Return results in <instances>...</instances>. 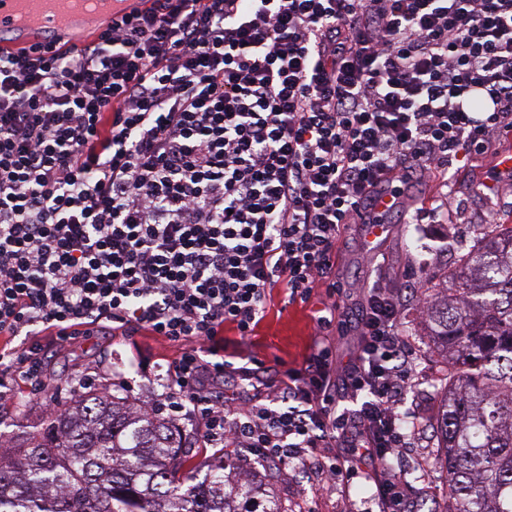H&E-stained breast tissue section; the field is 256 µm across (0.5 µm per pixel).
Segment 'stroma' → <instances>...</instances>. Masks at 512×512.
I'll return each mask as SVG.
<instances>
[{"instance_id": "obj_1", "label": "stroma", "mask_w": 512, "mask_h": 512, "mask_svg": "<svg viewBox=\"0 0 512 512\" xmlns=\"http://www.w3.org/2000/svg\"><path fill=\"white\" fill-rule=\"evenodd\" d=\"M454 208L444 224H406L400 211L385 217V231L370 238L369 231L356 224L338 244L336 275L343 283L344 300L358 308L362 291L381 279L397 288L406 289L402 321L422 324L421 307L412 291L413 283H426L429 273L455 266L459 255L469 245L473 228L484 215L496 212L499 223L512 224V184L497 181L495 155L476 154L450 171ZM494 185L492 195L477 193V185ZM326 288L318 287L309 300L290 301L282 288L270 289L264 319L253 336L241 340L233 327L224 329V357L234 366H246L258 361L263 378H280L288 370L300 367L315 343L322 342L347 352L356 342L354 333L337 335L335 327L317 329L316 317ZM405 339L414 353V384L405 396L401 410L407 417L408 449L395 458V470H411L415 458L422 452L427 430L438 422L441 395L433 388L439 376V357L429 348L426 337L406 334ZM177 349L158 336L142 332L134 336L100 329L94 336L77 337L70 345H47L43 356L46 389L31 386L25 379L14 383L16 400L0 405V429L13 437L33 430L47 410L46 399L62 403L74 394L73 377L89 379L97 387L121 383L132 396L151 399L159 385L156 376L178 358ZM186 453L198 473L209 466L231 460L244 478L261 481L263 487L277 498L289 512H348L352 505L372 493V486L363 478L352 479L348 486L325 487L307 468L274 461L250 459L247 449L204 447L196 433H188Z\"/></svg>"}]
</instances>
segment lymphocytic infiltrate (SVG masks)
I'll return each instance as SVG.
<instances>
[{
  "label": "lymphocytic infiltrate",
  "instance_id": "f902f5d3",
  "mask_svg": "<svg viewBox=\"0 0 512 512\" xmlns=\"http://www.w3.org/2000/svg\"><path fill=\"white\" fill-rule=\"evenodd\" d=\"M82 47L0 53V401L41 382L45 341L106 323L180 356L158 393L212 448L363 473L362 512H411L412 354L382 284L351 313L337 247L377 193L512 131V0H149ZM481 98L486 111H472ZM357 341L285 379L224 361L267 291Z\"/></svg>",
  "mask_w": 512,
  "mask_h": 512
}]
</instances>
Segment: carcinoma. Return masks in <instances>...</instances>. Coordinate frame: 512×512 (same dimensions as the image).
<instances>
[{"instance_id":"carcinoma-1","label":"carcinoma","mask_w":512,"mask_h":512,"mask_svg":"<svg viewBox=\"0 0 512 512\" xmlns=\"http://www.w3.org/2000/svg\"><path fill=\"white\" fill-rule=\"evenodd\" d=\"M423 310L448 363L440 415L448 512H512V225L479 231ZM185 434L85 387L0 459V512H239L261 486L194 475Z\"/></svg>"}]
</instances>
